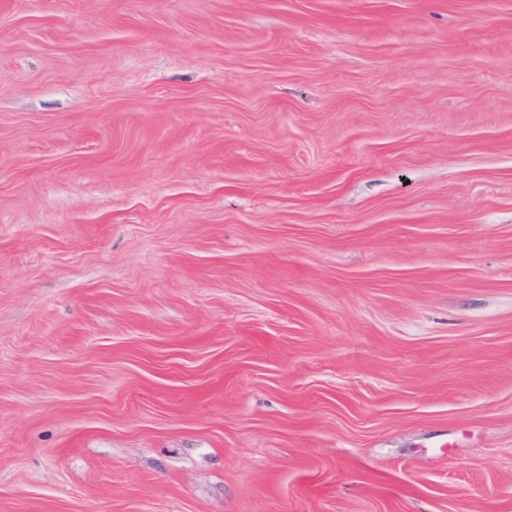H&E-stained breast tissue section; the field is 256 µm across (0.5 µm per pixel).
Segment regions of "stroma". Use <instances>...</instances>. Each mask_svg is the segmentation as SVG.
<instances>
[{"label": "stroma", "instance_id": "obj_1", "mask_svg": "<svg viewBox=\"0 0 512 512\" xmlns=\"http://www.w3.org/2000/svg\"><path fill=\"white\" fill-rule=\"evenodd\" d=\"M0 512H512V0H0Z\"/></svg>", "mask_w": 512, "mask_h": 512}]
</instances>
